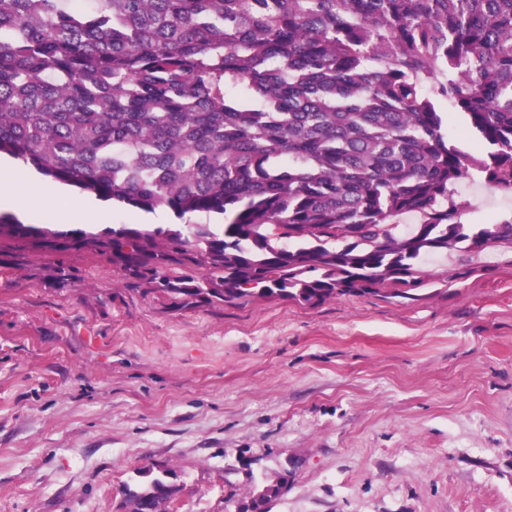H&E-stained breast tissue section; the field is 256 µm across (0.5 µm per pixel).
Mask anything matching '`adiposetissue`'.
Wrapping results in <instances>:
<instances>
[{
	"label": "adipose tissue",
	"instance_id": "obj_1",
	"mask_svg": "<svg viewBox=\"0 0 512 512\" xmlns=\"http://www.w3.org/2000/svg\"><path fill=\"white\" fill-rule=\"evenodd\" d=\"M10 212L31 224L100 223L106 214L100 202L71 195L64 187L31 181L19 173L13 159L0 158V213Z\"/></svg>",
	"mask_w": 512,
	"mask_h": 512
}]
</instances>
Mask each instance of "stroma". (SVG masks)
I'll return each mask as SVG.
<instances>
[{"instance_id":"1","label":"stroma","mask_w":512,"mask_h":512,"mask_svg":"<svg viewBox=\"0 0 512 512\" xmlns=\"http://www.w3.org/2000/svg\"><path fill=\"white\" fill-rule=\"evenodd\" d=\"M424 268L404 297L174 309L93 247L1 236L0 512H121L146 467L176 512L284 472L270 512H512V245Z\"/></svg>"}]
</instances>
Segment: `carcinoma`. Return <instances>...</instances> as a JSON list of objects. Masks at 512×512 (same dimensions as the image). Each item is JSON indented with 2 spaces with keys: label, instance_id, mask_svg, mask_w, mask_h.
Returning a JSON list of instances; mask_svg holds the SVG:
<instances>
[{
  "label": "carcinoma",
  "instance_id": "carcinoma-1",
  "mask_svg": "<svg viewBox=\"0 0 512 512\" xmlns=\"http://www.w3.org/2000/svg\"><path fill=\"white\" fill-rule=\"evenodd\" d=\"M0 0V153L144 212L106 239L125 288L183 309L406 294L420 261L512 244L456 186L512 195V0ZM482 151L448 137L439 101ZM420 224L398 232L397 218ZM48 248L58 233L12 224ZM125 490L152 512L165 478ZM290 471L262 484L261 512Z\"/></svg>",
  "mask_w": 512,
  "mask_h": 512
}]
</instances>
